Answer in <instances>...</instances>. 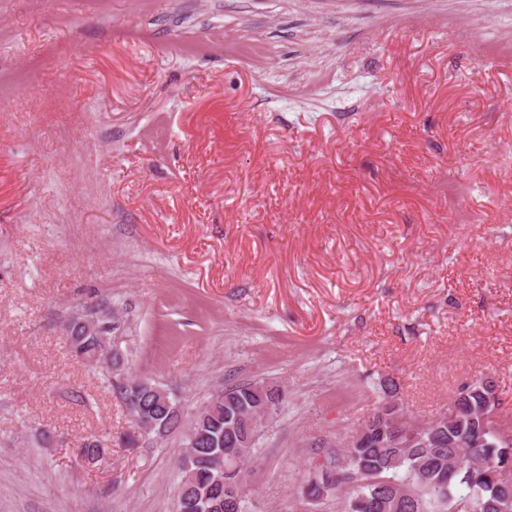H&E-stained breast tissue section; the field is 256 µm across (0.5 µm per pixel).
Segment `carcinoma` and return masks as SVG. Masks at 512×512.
I'll return each mask as SVG.
<instances>
[{
    "label": "carcinoma",
    "instance_id": "carcinoma-1",
    "mask_svg": "<svg viewBox=\"0 0 512 512\" xmlns=\"http://www.w3.org/2000/svg\"><path fill=\"white\" fill-rule=\"evenodd\" d=\"M65 332L76 357L89 360L99 352V337L78 322L68 320ZM118 389L130 415L166 432L178 426L176 403L151 379H130ZM395 395L396 384L391 382L387 399L364 424L365 440L331 460L336 497L343 500L344 512H498L501 499L512 496V446L499 434L483 431L485 415L493 409L489 401L496 396L495 383L486 378L470 385L466 396L456 394L451 423L426 422L434 436L433 448L408 441L412 421L390 427L389 418L403 412ZM283 403L279 387L251 382L226 385L209 399L186 433L194 440L197 461L180 471L178 500L184 508L206 493L220 498L212 486L215 454H223L228 469L244 465L250 449L243 447V423L260 427L266 419L255 409L267 406L271 416ZM456 459L461 467L450 476L449 465Z\"/></svg>",
    "mask_w": 512,
    "mask_h": 512
}]
</instances>
